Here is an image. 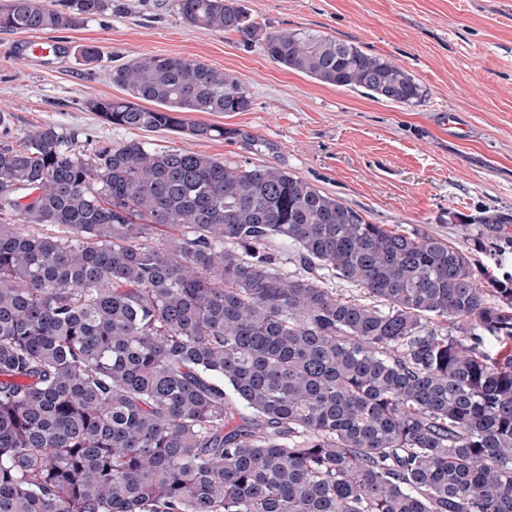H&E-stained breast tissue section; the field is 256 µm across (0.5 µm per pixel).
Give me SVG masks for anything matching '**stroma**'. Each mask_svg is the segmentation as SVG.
Wrapping results in <instances>:
<instances>
[{
  "label": "stroma",
  "mask_w": 512,
  "mask_h": 512,
  "mask_svg": "<svg viewBox=\"0 0 512 512\" xmlns=\"http://www.w3.org/2000/svg\"><path fill=\"white\" fill-rule=\"evenodd\" d=\"M75 30L38 33L62 56L23 50V32L0 31V113L9 137L54 125L78 147L130 140L188 149L228 162L277 165L388 229L420 232L469 252L479 271L512 275V247L481 250L453 219L486 209L512 213V0H245L260 27L303 29L351 42L402 64L427 89L403 105L324 85L270 62L257 43L187 26L177 0H123ZM98 51L83 60L84 47ZM180 56L243 79L245 112H190L188 121L240 129L257 141L194 139L126 129L88 111L89 99L122 97L112 66Z\"/></svg>",
  "instance_id": "35a3bbf8"
}]
</instances>
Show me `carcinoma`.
<instances>
[{
	"label": "carcinoma",
	"instance_id": "cac0c4a2",
	"mask_svg": "<svg viewBox=\"0 0 512 512\" xmlns=\"http://www.w3.org/2000/svg\"><path fill=\"white\" fill-rule=\"evenodd\" d=\"M177 6L322 84L426 97L353 44L258 28L242 0ZM112 7L4 0L0 31ZM110 79L126 97L86 102L109 124L250 142L182 116L249 110L234 74L152 55ZM76 140H0V512H512V278L280 167ZM457 219L480 247L512 245L511 213Z\"/></svg>",
	"mask_w": 512,
	"mask_h": 512
}]
</instances>
